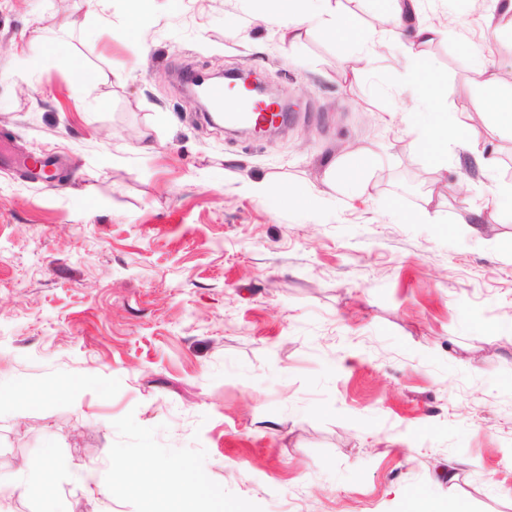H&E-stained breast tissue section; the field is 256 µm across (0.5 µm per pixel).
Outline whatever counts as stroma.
<instances>
[{
    "label": "stroma",
    "instance_id": "obj_1",
    "mask_svg": "<svg viewBox=\"0 0 512 512\" xmlns=\"http://www.w3.org/2000/svg\"><path fill=\"white\" fill-rule=\"evenodd\" d=\"M109 5L100 28L84 0H0V140L60 163L53 182L0 166V385L94 377L34 408L0 401V477L49 445L64 464L0 512H40L46 493L58 512H145L83 481L111 487L144 448L202 473L215 512H512V223L459 233L492 180L453 156L434 173L389 123L401 45L354 67L318 30L282 46L259 0ZM490 9L425 0L416 15L460 20L421 54L449 111H474L476 57L512 85ZM59 35L108 75L95 109L45 54ZM187 69L253 70L292 126L229 133L178 86ZM369 143L390 154L372 200L295 205L332 152ZM263 176L286 189L276 206L244 189ZM432 190L442 223L407 222Z\"/></svg>",
    "mask_w": 512,
    "mask_h": 512
}]
</instances>
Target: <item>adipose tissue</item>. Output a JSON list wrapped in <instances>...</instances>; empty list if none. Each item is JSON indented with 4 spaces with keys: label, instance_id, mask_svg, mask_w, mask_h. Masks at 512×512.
Instances as JSON below:
<instances>
[{
    "label": "adipose tissue",
    "instance_id": "adipose-tissue-1",
    "mask_svg": "<svg viewBox=\"0 0 512 512\" xmlns=\"http://www.w3.org/2000/svg\"><path fill=\"white\" fill-rule=\"evenodd\" d=\"M259 20L274 21L283 40L296 42L303 32L321 29L327 36L355 44L359 59L370 62L386 48L383 38L359 26L348 15L342 0H262ZM418 0H389L382 13L384 22L405 35L409 57L405 61L407 79L401 93L409 95L414 111L406 115L411 131L418 135L429 166L437 171L448 167V148L477 154L478 143L472 136L476 124H484L503 134L512 135V88L499 87L487 76L483 60L474 64L473 89L486 107L478 112L449 111L440 90L422 80L413 60L419 48L434 42L440 28L415 21ZM389 164L388 155L374 146H360L327 158L319 183L310 184L296 195L297 205L305 210L317 205H336L355 199L370 200L375 177ZM113 488L123 492L148 491L146 512H200L199 493L204 490L202 477L190 476L183 469L154 462L151 451L123 459L113 477Z\"/></svg>",
    "mask_w": 512,
    "mask_h": 512
}]
</instances>
